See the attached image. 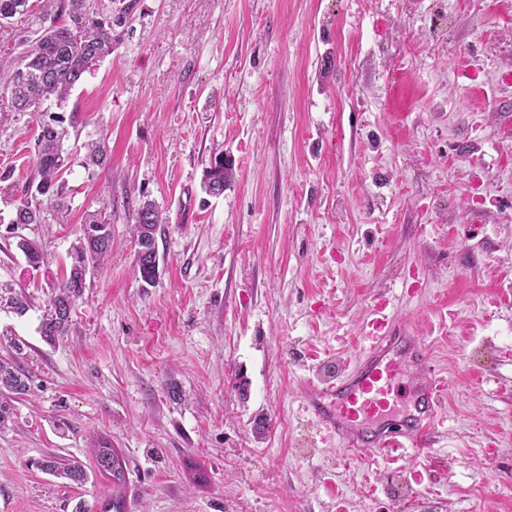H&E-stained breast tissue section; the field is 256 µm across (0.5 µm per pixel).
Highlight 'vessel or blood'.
<instances>
[{"label": "vessel or blood", "instance_id": "1", "mask_svg": "<svg viewBox=\"0 0 512 512\" xmlns=\"http://www.w3.org/2000/svg\"><path fill=\"white\" fill-rule=\"evenodd\" d=\"M385 309L382 303L372 308L362 329L368 347L353 368L329 358L312 365L317 385L305 399L347 458L374 455L403 467L434 447L445 383L430 366L422 337ZM402 391L408 406L390 414L393 397Z\"/></svg>", "mask_w": 512, "mask_h": 512}]
</instances>
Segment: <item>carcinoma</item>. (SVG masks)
I'll return each instance as SVG.
<instances>
[{
    "mask_svg": "<svg viewBox=\"0 0 512 512\" xmlns=\"http://www.w3.org/2000/svg\"><path fill=\"white\" fill-rule=\"evenodd\" d=\"M134 2L112 9V0H63L61 11L65 22H47L33 9L32 0H0V24H9L16 17L27 18L36 26L35 38L16 58L11 71L0 73V81L9 94L13 112H30L40 116L34 139L35 167L31 181L23 191V198L15 207L10 223L41 224L47 208L62 211L68 207L63 190V175L67 165L64 141L68 128H77L80 113L56 115L45 112V105H65L71 90L80 82L92 64L112 54L115 28L127 25L133 14ZM84 168L106 165L108 154L103 141L91 140L84 144ZM229 177L224 167V153L211 158L205 173L204 190L210 196L224 194V183ZM161 218L155 204L143 201L134 213L135 246L158 255L156 234ZM16 247L27 263L37 269L44 262L40 244L23 236ZM112 250L111 218L102 206L86 213L81 234L69 253V270L56 288L55 295L40 318L38 331L42 339L55 343L69 331L74 300L86 288L89 269L101 266ZM31 298L12 283L0 281V312L25 316L31 309ZM28 373L12 358L0 359V394L18 398L28 393ZM95 466L99 474L112 483V497L101 505L103 512H126V464L124 456L106 445L95 449ZM38 467L55 477L76 485L87 480L82 464L75 460L49 455L37 462Z\"/></svg>",
    "mask_w": 512,
    "mask_h": 512,
    "instance_id": "cac0c4a2",
    "label": "carcinoma"
}]
</instances>
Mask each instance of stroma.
Wrapping results in <instances>:
<instances>
[{
    "mask_svg": "<svg viewBox=\"0 0 512 512\" xmlns=\"http://www.w3.org/2000/svg\"><path fill=\"white\" fill-rule=\"evenodd\" d=\"M66 108L69 209L23 227L34 270L5 223L37 119L0 89V279L33 303L0 313L32 388L0 431V512H99L103 443L127 512H512V0H137ZM94 138L110 161L88 170ZM146 198L163 217L149 287L131 236ZM102 205L112 251L47 344L40 316ZM380 299L447 382L439 470L415 460L397 498L300 388L314 360L354 364ZM49 455L85 483L38 469ZM229 170L224 167V155L223 153L216 154L211 158L210 165L205 173L204 190L205 192L214 197L223 195L224 183H226L229 177ZM216 191H219L220 195H217ZM95 448V466L99 474L112 483V497L101 505L103 512L126 511V464L124 456L109 446ZM37 465L45 473L69 480L76 485L82 484L87 480L84 467L75 460L49 455L38 461Z\"/></svg>",
    "mask_w": 512,
    "mask_h": 512,
    "instance_id": "obj_1",
    "label": "stroma"
}]
</instances>
